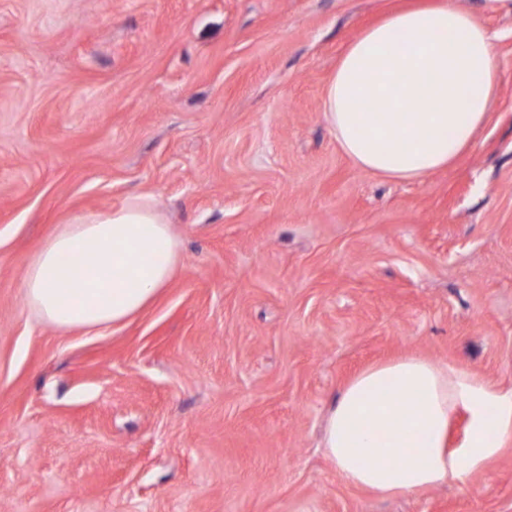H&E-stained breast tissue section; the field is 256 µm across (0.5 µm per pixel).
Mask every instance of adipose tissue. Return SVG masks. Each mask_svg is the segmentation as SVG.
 <instances>
[{"label":"adipose tissue","instance_id":"1","mask_svg":"<svg viewBox=\"0 0 512 512\" xmlns=\"http://www.w3.org/2000/svg\"><path fill=\"white\" fill-rule=\"evenodd\" d=\"M498 36L449 0H423L365 27L323 96L325 119L361 169L417 180L472 144L499 88ZM381 101L385 111L365 106ZM93 264L67 273L65 260ZM181 243L159 208L135 199L60 225L23 281L30 309L64 329L102 332L136 315L180 269ZM467 425L460 442L451 429ZM512 440V391L458 366L404 355L370 366L327 412L321 446L347 484L380 497L467 486Z\"/></svg>","mask_w":512,"mask_h":512}]
</instances>
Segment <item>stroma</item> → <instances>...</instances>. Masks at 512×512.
<instances>
[{
	"instance_id": "obj_1",
	"label": "stroma",
	"mask_w": 512,
	"mask_h": 512,
	"mask_svg": "<svg viewBox=\"0 0 512 512\" xmlns=\"http://www.w3.org/2000/svg\"><path fill=\"white\" fill-rule=\"evenodd\" d=\"M493 112L420 181L323 117L344 46L398 0H0V512H512V442L466 487L380 499L318 443L373 363L512 390V9ZM151 199L182 269L96 333L39 322L57 226Z\"/></svg>"
}]
</instances>
